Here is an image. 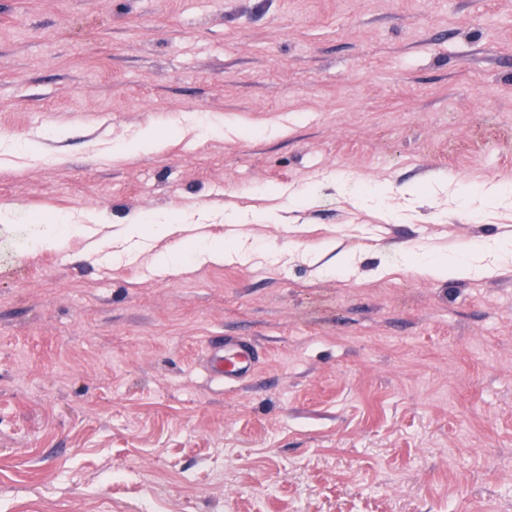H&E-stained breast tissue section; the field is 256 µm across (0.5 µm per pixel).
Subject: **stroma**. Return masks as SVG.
Segmentation results:
<instances>
[{
	"mask_svg": "<svg viewBox=\"0 0 512 512\" xmlns=\"http://www.w3.org/2000/svg\"><path fill=\"white\" fill-rule=\"evenodd\" d=\"M0 210V512H512V0H0ZM163 145L164 141L154 131L144 130L130 145L125 154L130 156L136 153H152L159 151ZM142 223L144 222L137 219L132 224H128L126 229L123 230V238L137 240L136 242L141 243L144 240L167 236L175 229V224H171V218L167 215H161L150 220L148 225L151 226L148 231L141 226ZM240 257L239 251L224 248L223 241L204 239L193 250L191 266L219 265L223 264L224 260H234ZM420 271L433 278L446 277H480L492 275L495 267L490 264H481L475 260H459L451 264L437 260L417 261ZM259 353L255 344L247 339L237 342L224 356L215 355L211 361L213 372L232 386L243 380L258 363Z\"/></svg>",
	"mask_w": 512,
	"mask_h": 512,
	"instance_id": "stroma-1",
	"label": "stroma"
}]
</instances>
